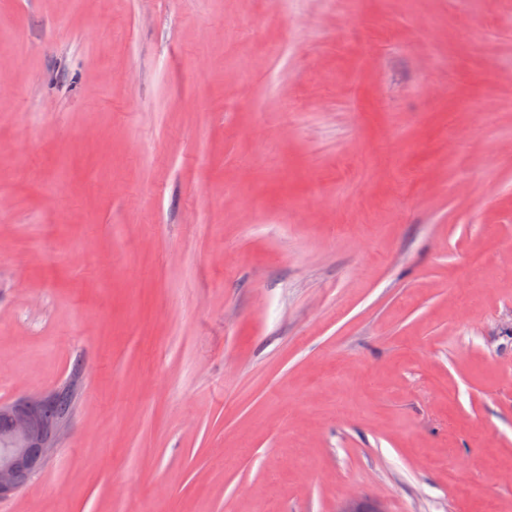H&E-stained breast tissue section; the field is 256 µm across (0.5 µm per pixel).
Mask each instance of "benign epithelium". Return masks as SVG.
Returning a JSON list of instances; mask_svg holds the SVG:
<instances>
[{
    "mask_svg": "<svg viewBox=\"0 0 512 512\" xmlns=\"http://www.w3.org/2000/svg\"><path fill=\"white\" fill-rule=\"evenodd\" d=\"M79 374L56 389L38 396L0 403V500L14 496L32 479L53 453L68 425L66 413L47 424L43 408L69 399L77 389Z\"/></svg>",
    "mask_w": 512,
    "mask_h": 512,
    "instance_id": "7a95c632",
    "label": "benign epithelium"
}]
</instances>
